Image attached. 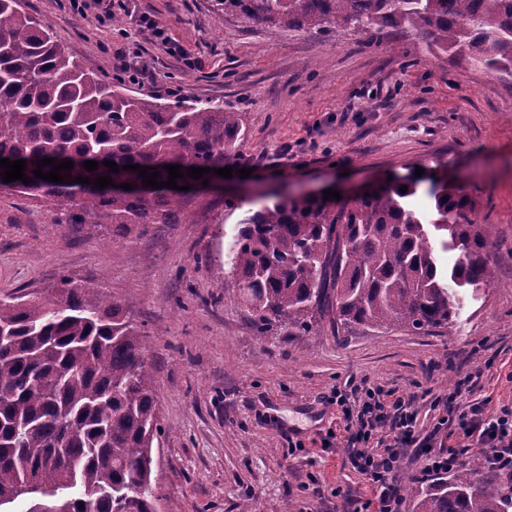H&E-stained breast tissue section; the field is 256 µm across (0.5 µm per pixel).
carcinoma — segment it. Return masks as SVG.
Instances as JSON below:
<instances>
[{
    "label": "carcinoma",
    "mask_w": 512,
    "mask_h": 512,
    "mask_svg": "<svg viewBox=\"0 0 512 512\" xmlns=\"http://www.w3.org/2000/svg\"><path fill=\"white\" fill-rule=\"evenodd\" d=\"M226 13L295 31L333 27L364 34L416 31L431 52L512 72V0H216ZM238 113L132 95L71 61L18 0H0V159L26 160L22 181L0 183L67 224L112 225V236L189 221L187 193L66 183L142 182L124 165L223 168L240 139ZM73 161L65 182L33 174L36 162ZM98 169H84V162ZM121 167L116 173L103 162ZM429 184L438 215L426 224L404 200ZM407 186V192L399 191ZM442 236L435 246L431 233ZM496 227L477 201L440 172L395 178L339 200L281 195L240 224L227 248L241 303L257 331L308 336L327 320L334 334L400 328L453 335L463 291L495 278ZM455 251L444 267L438 250ZM149 332L102 289L61 278L50 297L0 300V512L41 500L50 485L67 512H156L152 448L162 433ZM414 512H512V490L485 481L470 460L451 479L417 489L402 484Z\"/></svg>",
    "instance_id": "carcinoma-1"
}]
</instances>
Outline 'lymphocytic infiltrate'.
Instances as JSON below:
<instances>
[{"label":"lymphocytic infiltrate","mask_w":512,"mask_h":512,"mask_svg":"<svg viewBox=\"0 0 512 512\" xmlns=\"http://www.w3.org/2000/svg\"><path fill=\"white\" fill-rule=\"evenodd\" d=\"M468 388L462 380L435 398L442 414L426 434L418 428L414 398L398 389L348 380L331 390L327 400L337 410L336 436L321 445L342 441L353 471L372 492L354 512H402L399 470L410 448L423 456V473L438 474L456 468L462 449L475 442L484 445L488 468L512 479V407L493 412L486 402L464 400Z\"/></svg>","instance_id":"lymphocytic-infiltrate-1"}]
</instances>
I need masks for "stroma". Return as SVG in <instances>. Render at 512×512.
<instances>
[{
  "instance_id": "1",
  "label": "stroma",
  "mask_w": 512,
  "mask_h": 512,
  "mask_svg": "<svg viewBox=\"0 0 512 512\" xmlns=\"http://www.w3.org/2000/svg\"><path fill=\"white\" fill-rule=\"evenodd\" d=\"M84 69L148 67L138 95L239 113L233 159L251 168L191 195L188 223L113 240L91 225L0 191V300L47 293L61 278L103 288L145 323L161 423L152 448L161 505L179 512H336L370 489L343 448L312 439L336 426L322 398L347 378L416 398L472 376L473 399L512 404V76L431 54L411 32H288L214 0H20ZM164 31L155 38L144 25ZM445 170L476 197L503 244L497 279L463 310L454 336L400 329L335 336L259 334L233 290L224 250L271 191L357 190L417 168ZM309 453L289 454V440Z\"/></svg>"
}]
</instances>
